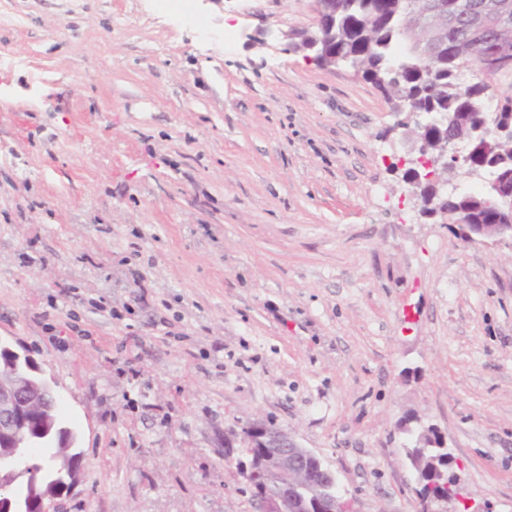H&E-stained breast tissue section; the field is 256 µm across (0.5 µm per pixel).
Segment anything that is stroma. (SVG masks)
I'll return each instance as SVG.
<instances>
[{
    "instance_id": "1",
    "label": "stroma",
    "mask_w": 512,
    "mask_h": 512,
    "mask_svg": "<svg viewBox=\"0 0 512 512\" xmlns=\"http://www.w3.org/2000/svg\"><path fill=\"white\" fill-rule=\"evenodd\" d=\"M315 19L0 0V338L77 432L61 512H253L224 433L255 420L356 512H418L410 411L512 512V239L423 214L361 73L254 40Z\"/></svg>"
}]
</instances>
